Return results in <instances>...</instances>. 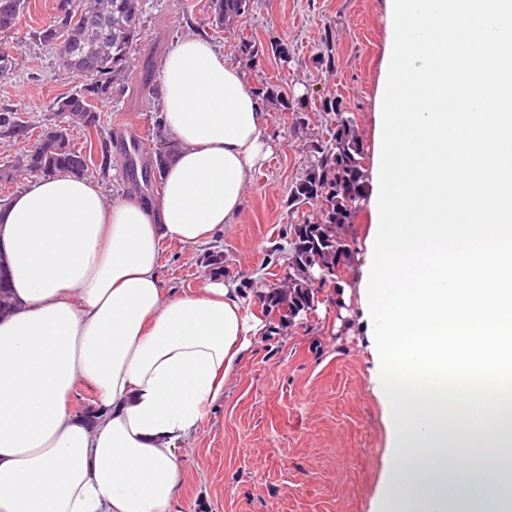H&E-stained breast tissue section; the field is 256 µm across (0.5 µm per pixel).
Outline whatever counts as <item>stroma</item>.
Wrapping results in <instances>:
<instances>
[{
  "label": "stroma",
  "mask_w": 512,
  "mask_h": 512,
  "mask_svg": "<svg viewBox=\"0 0 512 512\" xmlns=\"http://www.w3.org/2000/svg\"><path fill=\"white\" fill-rule=\"evenodd\" d=\"M208 3L145 0L137 52L163 58L187 30L205 34L233 63L243 39L288 49L287 60L264 54L248 69L252 84H272L292 109L271 112L272 153L255 170L232 229L214 244L224 255L225 279L238 282L260 314L259 293L284 275L288 226L313 214L309 206L292 211L288 194L309 164L310 142L327 138L333 126L323 99L341 102L357 122L368 157L376 155V104L391 37L387 0H251L249 13L230 30L211 25ZM56 4L30 0L15 33L4 40L16 67L0 78V107L17 110L36 129L51 118L52 101L78 87L55 53L30 37L54 16ZM328 48L334 68L316 67L314 56ZM157 109L156 82L136 76L125 95L101 106L100 125L146 147ZM373 222L371 200L363 198L341 232L352 255L323 285L317 308L288 335L258 336L223 401L183 442L186 470L172 512H376L392 457L373 381L370 326L359 304ZM206 254L165 245V288L200 287L209 278Z\"/></svg>",
  "instance_id": "35a3bbf8"
}]
</instances>
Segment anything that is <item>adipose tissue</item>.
I'll return each instance as SVG.
<instances>
[{"mask_svg":"<svg viewBox=\"0 0 512 512\" xmlns=\"http://www.w3.org/2000/svg\"><path fill=\"white\" fill-rule=\"evenodd\" d=\"M159 107L184 145L156 201L107 202L69 173L0 208L18 305L0 318V512H171L183 440L224 396L260 331L238 284L166 293L165 243L210 244L266 158L269 112L204 35L165 54ZM94 389L99 417L69 400ZM380 512H512V412L439 417L393 438Z\"/></svg>","mask_w":512,"mask_h":512,"instance_id":"1","label":"adipose tissue"}]
</instances>
